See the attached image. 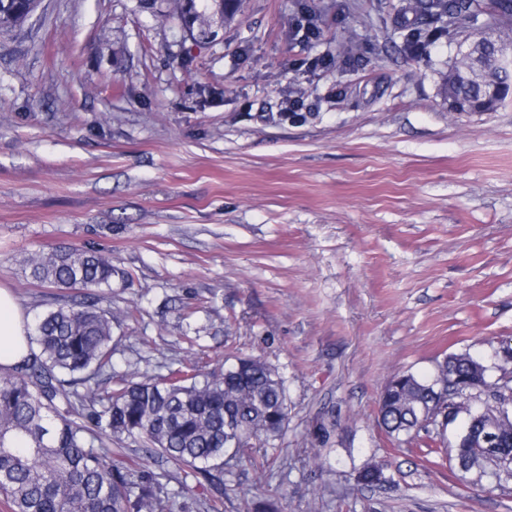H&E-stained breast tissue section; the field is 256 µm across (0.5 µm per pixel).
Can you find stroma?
<instances>
[{
    "mask_svg": "<svg viewBox=\"0 0 512 512\" xmlns=\"http://www.w3.org/2000/svg\"><path fill=\"white\" fill-rule=\"evenodd\" d=\"M402 6L243 0L192 48L171 0H42L0 37V287L35 319L56 290L24 258L95 247L130 274L100 292L117 370L241 353L287 381L280 450L179 512H512V483L376 425L393 375L512 340V99L450 110L457 45L413 54ZM304 12L319 38L291 36Z\"/></svg>",
    "mask_w": 512,
    "mask_h": 512,
    "instance_id": "1",
    "label": "stroma"
}]
</instances>
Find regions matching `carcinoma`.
<instances>
[{
	"label": "carcinoma",
	"mask_w": 512,
	"mask_h": 512,
	"mask_svg": "<svg viewBox=\"0 0 512 512\" xmlns=\"http://www.w3.org/2000/svg\"><path fill=\"white\" fill-rule=\"evenodd\" d=\"M211 0L189 29L207 38ZM409 9L430 19L448 39L474 36L476 26L512 33V0H414ZM24 14L0 7V33L20 29ZM445 94L456 112H487L506 98L489 85L446 78ZM33 279L63 291L48 303L28 332L30 352L0 371V496L9 512H166L178 493L167 474L149 469L158 459L180 466L209 493L224 496V465L253 464L279 448L288 429L285 380L264 359L237 355L216 372L180 363L173 380L149 378L134 364L116 371L112 308L99 306V288L127 272L96 248H59L26 259ZM475 359L450 354L433 372H403L384 385L376 423L395 442L409 443L423 428L424 413L450 378H466ZM85 418L95 429L77 422ZM141 442L140 461L111 464L103 439ZM382 482L378 466L356 476Z\"/></svg>",
	"instance_id": "carcinoma-1"
}]
</instances>
